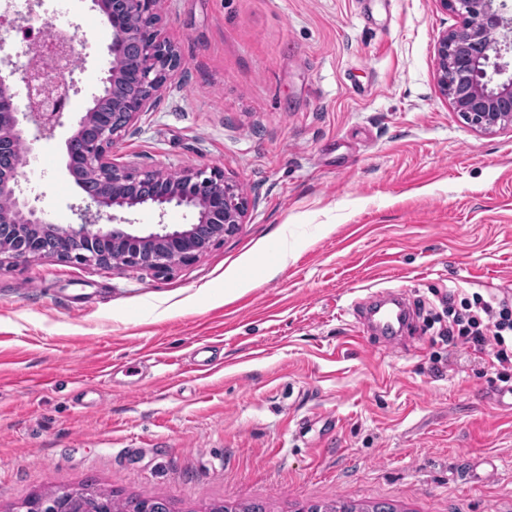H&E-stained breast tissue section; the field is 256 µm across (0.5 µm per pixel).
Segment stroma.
Segmentation results:
<instances>
[{"instance_id": "1", "label": "stroma", "mask_w": 512, "mask_h": 512, "mask_svg": "<svg viewBox=\"0 0 512 512\" xmlns=\"http://www.w3.org/2000/svg\"><path fill=\"white\" fill-rule=\"evenodd\" d=\"M72 0L80 109L23 182L50 221L84 193L65 142L112 33ZM183 60L114 152L218 167L238 233L164 274L0 261V512L89 484L172 512L336 498L512 512V412L489 356L448 346V296L512 299V129L473 130L435 80L438 0H160ZM251 281L230 288L232 273ZM403 289L404 348L351 306Z\"/></svg>"}]
</instances>
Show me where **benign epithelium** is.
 <instances>
[{"mask_svg": "<svg viewBox=\"0 0 512 512\" xmlns=\"http://www.w3.org/2000/svg\"><path fill=\"white\" fill-rule=\"evenodd\" d=\"M160 0H95L112 28L107 47L110 66L101 93L66 140L67 170L85 194L76 209L81 223L57 225L25 194L21 169L33 145L61 125L62 102L73 85L68 68L33 72L16 62L0 70V256L15 261L57 258L80 265L161 273L187 264L234 236L250 207L224 171L188 168L172 174L163 168L137 170L119 163L113 149L162 94L180 88L182 57L162 36ZM462 17L445 32L437 48L435 77L453 110L471 128L491 132L512 125V14L506 0H439ZM27 89L17 99L13 82ZM81 142L76 149L73 144ZM150 206L164 217L172 207L196 214L192 224L162 221L143 233L91 223V208L112 209L110 218L127 226L122 213ZM72 488L31 496L18 512H70Z\"/></svg>", "mask_w": 512, "mask_h": 512, "instance_id": "1", "label": "benign epithelium"}]
</instances>
